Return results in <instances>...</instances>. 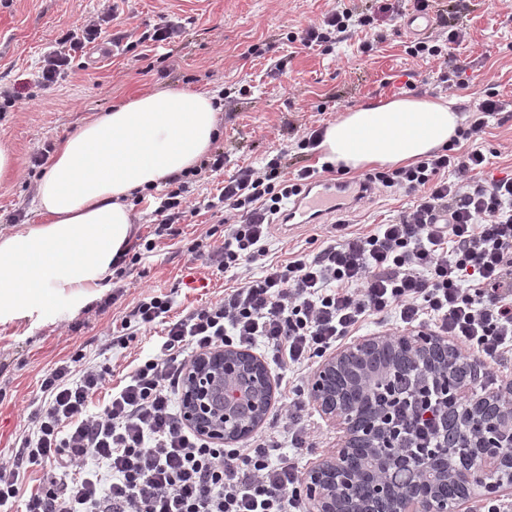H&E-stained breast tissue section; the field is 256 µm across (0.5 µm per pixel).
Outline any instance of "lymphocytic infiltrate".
<instances>
[{"mask_svg": "<svg viewBox=\"0 0 512 512\" xmlns=\"http://www.w3.org/2000/svg\"><path fill=\"white\" fill-rule=\"evenodd\" d=\"M367 13L355 0L320 23L291 33L304 46L332 50L356 26L394 20L401 0H376ZM117 4L102 20L67 30L43 59L38 84H58L76 55L99 41L120 46L123 31L107 32ZM467 37L460 23L439 20L435 34L410 41L414 58L447 60ZM512 118V102L487 92L457 134L473 141L488 119ZM480 149L448 144L415 164L365 174L370 188L415 198L411 210L367 232L327 238L314 255L284 263L268 258L271 226L302 186L320 171L288 168L281 158L239 169L218 196L224 240L211 250L238 285L217 302L170 318L174 300L148 292L121 319L113 346L154 323L164 336L125 377L107 388V365L75 352L41 383L44 405L28 416L20 463L0 462V512L25 498L26 512H303L297 456L314 445L298 386L274 430L224 448L198 436L179 404L183 372L201 352L231 345L263 350L283 373L302 374L368 320L393 318L397 327L427 326L455 341L459 353L489 364L512 357V175L486 179ZM181 177L154 199L155 229L144 248L195 216ZM102 405H94L96 394ZM52 462L55 473L29 491L21 466Z\"/></svg>", "mask_w": 512, "mask_h": 512, "instance_id": "lymphocytic-infiltrate-1", "label": "lymphocytic infiltrate"}]
</instances>
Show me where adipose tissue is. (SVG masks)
<instances>
[{
	"label": "adipose tissue",
	"instance_id": "adipose-tissue-1",
	"mask_svg": "<svg viewBox=\"0 0 512 512\" xmlns=\"http://www.w3.org/2000/svg\"><path fill=\"white\" fill-rule=\"evenodd\" d=\"M220 112L208 93L146 91L67 137L38 181L36 223L0 232V328L60 300L77 311L97 299L134 237V192L199 165ZM461 122L452 99L384 100L329 124L319 148L348 170L407 165L446 146Z\"/></svg>",
	"mask_w": 512,
	"mask_h": 512
}]
</instances>
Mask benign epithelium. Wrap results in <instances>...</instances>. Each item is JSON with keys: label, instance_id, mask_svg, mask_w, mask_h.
<instances>
[{"label": "benign epithelium", "instance_id": "1", "mask_svg": "<svg viewBox=\"0 0 512 512\" xmlns=\"http://www.w3.org/2000/svg\"><path fill=\"white\" fill-rule=\"evenodd\" d=\"M446 350L433 360L436 345ZM470 366L440 336L412 330L345 344L316 371L310 396L339 433L331 455L305 472L308 512H468L474 492L502 471H512V398L479 394L461 376ZM417 372L442 386L445 407L429 447H401L402 419L380 404L370 410L375 386ZM186 426L216 443L233 444L253 432L275 401V382L263 360L226 347L196 356L183 376ZM462 404L448 411V395ZM466 426L448 447V424ZM360 450L369 464L357 469Z\"/></svg>", "mask_w": 512, "mask_h": 512}]
</instances>
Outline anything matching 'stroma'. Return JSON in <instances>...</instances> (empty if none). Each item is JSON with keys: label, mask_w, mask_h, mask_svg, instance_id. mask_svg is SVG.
Returning <instances> with one entry per match:
<instances>
[{"label": "stroma", "mask_w": 512, "mask_h": 512, "mask_svg": "<svg viewBox=\"0 0 512 512\" xmlns=\"http://www.w3.org/2000/svg\"><path fill=\"white\" fill-rule=\"evenodd\" d=\"M339 0H124L114 27L127 30L129 52L100 58L91 50L84 67H73L59 84L43 90L36 79L40 63L63 31L102 10L103 0H0V80L16 84L13 104L0 101V146L13 155L17 175L0 182V219L20 215L35 221L34 190L27 187L30 159L44 144L62 138L130 95L150 88L189 87L214 95L228 92L220 113L217 146L224 151V172L199 178L189 187L193 201L217 197L224 175L256 166L294 146L297 125L325 127L360 105L404 97L451 95L458 106L476 104L486 90L512 100V0H470L461 20L468 37L455 52L463 89L449 91L441 77L446 67L434 59L406 54L410 34L403 20L381 31L360 29L333 51L289 42L301 23L321 20ZM168 17L183 26L175 43L157 47L141 42L146 28ZM383 42H376L377 33ZM493 175L512 172V120L490 119L478 141ZM413 196L380 189L368 193L344 220L366 231L410 209ZM222 214L200 210L190 223L175 225L140 263L127 266L126 292L110 302L101 295L80 311L67 303L21 330L0 332V460H13L25 418L41 400L40 384L54 364L75 352L112 367L118 385L142 352L162 334L154 325L128 347L107 351L106 336L119 330L126 307L153 289L174 300L180 314L223 298L236 287L231 273L208 260L211 246L224 236ZM335 217L310 224L293 235L273 233L270 259L283 261L317 252Z\"/></svg>", "instance_id": "1"}]
</instances>
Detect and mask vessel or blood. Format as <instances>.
<instances>
[{
    "label": "vessel or blood",
    "instance_id": "obj_1",
    "mask_svg": "<svg viewBox=\"0 0 512 512\" xmlns=\"http://www.w3.org/2000/svg\"><path fill=\"white\" fill-rule=\"evenodd\" d=\"M364 194V189H357L344 183L323 179L311 181L295 198L288 212L283 214L281 222L292 227L318 223L322 216L315 211V201L323 200L338 207L339 210L346 211L351 209Z\"/></svg>",
    "mask_w": 512,
    "mask_h": 512
}]
</instances>
